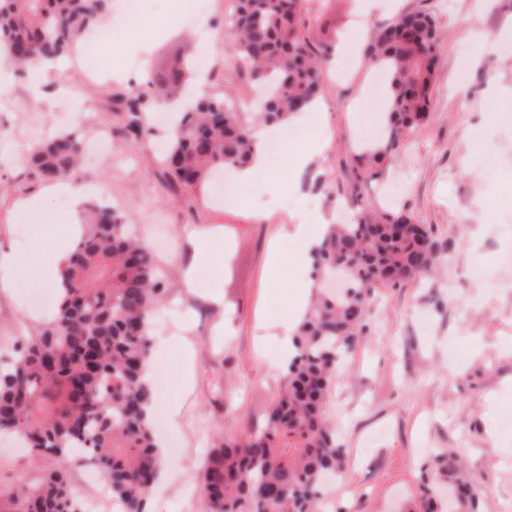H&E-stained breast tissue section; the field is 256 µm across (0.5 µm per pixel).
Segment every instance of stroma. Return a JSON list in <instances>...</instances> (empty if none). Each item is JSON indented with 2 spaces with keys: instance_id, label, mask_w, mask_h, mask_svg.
I'll list each match as a JSON object with an SVG mask.
<instances>
[{
  "instance_id": "obj_1",
  "label": "stroma",
  "mask_w": 512,
  "mask_h": 512,
  "mask_svg": "<svg viewBox=\"0 0 512 512\" xmlns=\"http://www.w3.org/2000/svg\"><path fill=\"white\" fill-rule=\"evenodd\" d=\"M421 7L434 12L443 39L430 119L366 194L431 226L444 265L437 277L379 289L372 300L370 328L346 355L327 404L347 463L322 493L325 512H411L421 470L438 448L464 461L483 512H512V429L501 425L512 414V56L503 53L512 47V0H372L365 17L359 0H306V32L314 43L361 45L399 11ZM235 8L236 0H147L137 24L109 32L114 52L98 56L96 78L75 61L39 85L32 73L0 71V128L9 132L0 138V252L26 253L35 238L18 215L20 201L38 200L42 215L66 218L64 201L17 161L61 130L82 143L77 187L85 204L113 207L154 250L165 287L150 331L151 365L163 374L154 427L159 442L174 435L181 447L165 455L148 512H207L201 477L211 448L265 427L288 367L282 330L300 320L270 296L269 251L287 235L286 286L310 292L312 264L294 261L303 234L291 214L304 206L328 223H350L355 206L341 216L336 200L350 192L357 146L386 122L385 105L365 104L381 72L357 53L343 64L333 57L315 108L290 122L296 138L326 144L296 188L273 195L257 186L220 201L173 183L155 149L168 125L145 113L154 131L133 143L124 128L127 95L136 87L158 103L174 101L160 75L175 59L205 54L212 67L191 77L188 91L256 98L224 29ZM463 45L470 54L461 70L455 53ZM201 236L210 240L203 258L194 246ZM194 261L203 282H217L218 298L187 287ZM46 288L26 273L0 288V354L52 317L53 306L35 300ZM51 466L0 445V493L35 486Z\"/></svg>"
}]
</instances>
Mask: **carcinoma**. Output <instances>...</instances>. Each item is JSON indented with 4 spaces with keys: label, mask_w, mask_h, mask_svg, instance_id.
<instances>
[{
    "label": "carcinoma",
    "mask_w": 512,
    "mask_h": 512,
    "mask_svg": "<svg viewBox=\"0 0 512 512\" xmlns=\"http://www.w3.org/2000/svg\"><path fill=\"white\" fill-rule=\"evenodd\" d=\"M110 10V0H0L5 60L23 68L59 61ZM303 0H237L230 15L234 51L267 87L259 111L241 112L222 97L193 100L164 151L171 179L204 191L211 176L240 169L256 152L255 128L280 126L310 108L323 83L326 50L305 34ZM441 36L436 18L403 11L375 29L363 49L383 66L389 96L384 137L355 154L350 197L355 224H332L313 251V298L294 336L296 353L268 412L266 428L244 442L211 450L201 491L208 512H320L326 475H339L345 450L325 418L342 357L369 327V303L438 265L432 230L403 209L385 210L362 189L396 163L405 140L430 118ZM157 106L130 92L126 131L144 136L142 114ZM80 142L59 132L31 147L26 166L41 180L78 181ZM54 316L0 358V432L26 440L38 458L55 461L33 489L7 495L3 512H83L68 479L85 448L102 467L105 485L126 512H147L161 466L153 429L149 326L162 298L149 249L108 206L92 208L84 234L63 259ZM420 512H482L474 478L450 451L431 461Z\"/></svg>",
    "instance_id": "obj_1"
}]
</instances>
